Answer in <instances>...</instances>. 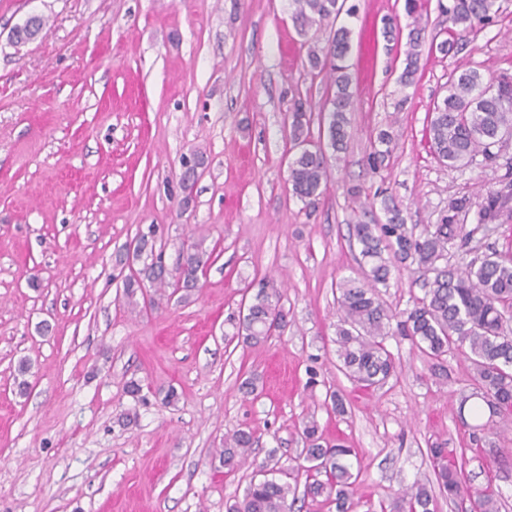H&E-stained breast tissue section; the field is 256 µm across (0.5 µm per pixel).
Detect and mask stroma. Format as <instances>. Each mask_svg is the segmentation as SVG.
<instances>
[{
    "label": "stroma",
    "instance_id": "35a3bbf8",
    "mask_svg": "<svg viewBox=\"0 0 512 512\" xmlns=\"http://www.w3.org/2000/svg\"><path fill=\"white\" fill-rule=\"evenodd\" d=\"M347 4L352 14L303 33L292 0H0V512H228L251 470L220 467L225 435L251 430L256 462L286 471L309 416L357 453L354 512H390L401 489L434 481L438 444L465 449L470 485L492 484L500 512H512V417L459 410L469 362L451 354L433 373L394 335L396 374L363 390L339 371L335 335L336 286L359 274L349 227L385 221V200L417 229L471 230L449 244V266L512 255V133L458 169L437 161L426 136L458 68L512 73V0L449 51L453 24L429 0L410 86L405 43L382 34L403 0ZM32 13L46 21L40 39L13 47L11 30ZM342 26L349 138L308 208L288 185L289 115L330 96L307 52ZM382 130L393 142L375 165ZM194 153L203 163L187 189L182 159ZM492 192L508 202L490 220ZM148 231L171 269L185 243L215 251L188 301L126 298V278L143 267L128 245ZM263 277L281 289L289 325L250 346L233 340L232 321ZM430 278L400 267L382 297L402 312ZM248 379L255 394L241 388ZM330 388L347 415L325 405ZM485 422L478 448L469 428Z\"/></svg>",
    "mask_w": 512,
    "mask_h": 512
}]
</instances>
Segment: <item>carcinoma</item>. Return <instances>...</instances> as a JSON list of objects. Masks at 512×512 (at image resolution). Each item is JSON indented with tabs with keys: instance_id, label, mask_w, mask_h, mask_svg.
<instances>
[{
	"instance_id": "cac0c4a2",
	"label": "carcinoma",
	"mask_w": 512,
	"mask_h": 512,
	"mask_svg": "<svg viewBox=\"0 0 512 512\" xmlns=\"http://www.w3.org/2000/svg\"><path fill=\"white\" fill-rule=\"evenodd\" d=\"M294 18L302 28L318 26L338 17L344 4L339 0H293ZM495 0H438V8L448 14L456 36L464 38L492 20ZM406 16L412 20L408 33L406 64L400 82H416L424 28V4L404 0ZM349 30L336 29L323 54L309 53L314 69L326 71L333 93L320 112L319 134L326 137L336 153L343 152L348 137L347 112L351 111ZM289 140L298 148L289 163L288 183L292 194L312 205L323 194L327 183V157L321 142L309 140L310 119L303 104L294 105ZM512 130V76L484 82L474 68L456 72L448 82V94L436 103L429 121V140L436 158L450 168L469 164L477 154L492 156L490 148ZM386 222L351 225L350 239L359 248L360 278L347 279L336 287V355L340 370L354 383L370 389L396 372L394 355L385 345L391 335L394 315L380 296L389 287L392 270L407 263L431 273L424 295L397 321V329L410 338L424 356L438 360L450 352L463 355L472 366L471 391L461 396L459 413L473 399L482 401L490 416L512 414V334L505 330L512 318V258L496 253L484 256L480 264L448 267V243L463 233L458 224H430L416 232L405 224L401 211L386 207ZM180 277L156 276L150 283L153 294L189 298L193 283L214 262L213 253L203 242H193L182 250ZM279 290L267 278L238 317L237 336L246 344L267 341L288 326ZM301 439L305 444L302 461L288 472L289 481L275 477V470L256 467L241 502L231 512H289L297 502L300 478H305L303 497L321 496L335 502L336 512H353L357 476L350 457L355 450L342 442L322 444V431L313 418L303 422ZM254 445L251 431L239 429L224 437L219 452L220 465L233 472L246 464ZM436 483L441 494L450 498H474L476 512H498L497 499L488 489L471 490L464 479V466L447 448L429 449ZM325 475L326 480L318 479ZM395 512H436V499L430 487L416 483L397 499Z\"/></svg>"
}]
</instances>
